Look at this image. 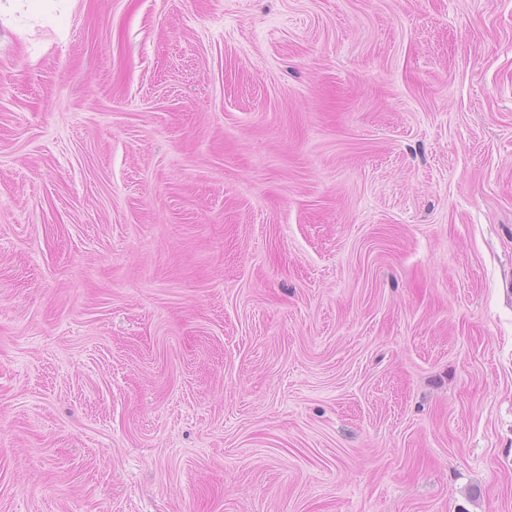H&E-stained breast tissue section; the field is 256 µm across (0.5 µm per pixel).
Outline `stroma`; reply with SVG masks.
<instances>
[{
  "label": "stroma",
  "mask_w": 512,
  "mask_h": 512,
  "mask_svg": "<svg viewBox=\"0 0 512 512\" xmlns=\"http://www.w3.org/2000/svg\"><path fill=\"white\" fill-rule=\"evenodd\" d=\"M0 512H512V0L0 16Z\"/></svg>",
  "instance_id": "1"
}]
</instances>
